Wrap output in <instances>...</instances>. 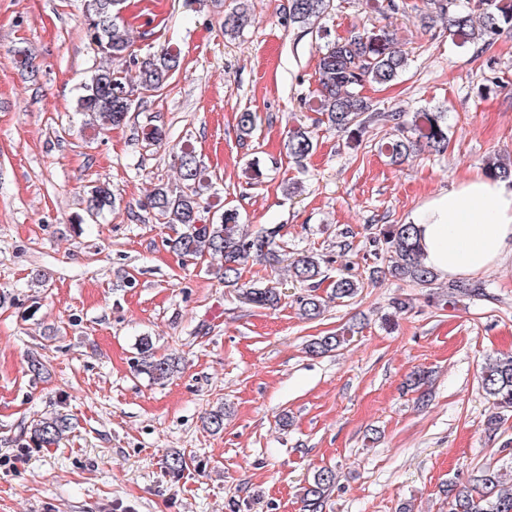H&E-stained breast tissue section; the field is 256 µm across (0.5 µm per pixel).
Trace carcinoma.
Masks as SVG:
<instances>
[{"mask_svg": "<svg viewBox=\"0 0 512 512\" xmlns=\"http://www.w3.org/2000/svg\"><path fill=\"white\" fill-rule=\"evenodd\" d=\"M86 34L105 59L85 80L77 100V111L90 124L101 129L119 126L129 119L134 103L164 89L180 70V52L166 48L159 54L142 60L133 54L130 37L123 26L124 0H85ZM437 17L448 19V33L463 43L474 40L490 42L494 36L512 29V5L501 0H480V13L465 5L463 0H430ZM335 9L334 0H288L284 19L288 25L315 30L322 37L324 29L316 22ZM250 21L248 5L240 4L224 15V35L235 37ZM408 54L387 36H373L354 32L349 37L327 44L317 63V106L319 122L336 129L362 126L371 119V103L363 95L368 84L386 85L395 81L408 66ZM137 67L135 78L127 77L130 66ZM397 131L396 138L386 143L385 149L392 162L408 159L424 145L440 152L448 144L447 110L436 107L414 113L394 111L387 114ZM237 129L242 142L252 138L260 124L255 112L237 114ZM288 157L302 164L316 149V142L304 127L291 132L285 142ZM177 178L161 182L141 203L152 213L158 224L179 227L176 236L169 239L170 249L183 261L192 264L210 256L219 257L224 264L219 268L224 287L236 289L247 302L264 308H274L281 302L282 292L267 284L242 281L243 267L250 261L264 262L274 267L281 262L283 238L281 227L262 225L246 230L240 224L235 208L213 212L205 219L202 214L210 209L203 199V191L212 184V175L202 164L196 150L189 144L181 145L176 153ZM121 207V202L106 184L96 185L87 193L86 213L97 219ZM378 242L389 254L388 264L381 273L400 280H408L428 288L437 280V274L422 261L418 230L413 224H390L380 233ZM323 256L314 252L296 258L289 265L291 277L309 288L319 287ZM362 282L351 276L340 275L331 284L329 299L347 302L355 298ZM452 293L469 299L486 296L485 288L477 282L451 286ZM325 300L309 294L300 302L301 315L307 319L318 317ZM349 341L347 334L332 333L320 336L308 345L310 353L319 355L336 350ZM138 357L134 367L140 374L153 380H168L178 372L179 362L173 357H158L151 340L144 336L137 345ZM425 372L415 371L409 386L419 392L420 404L428 402L429 393L423 389ZM481 386L492 401V412L485 421V430L496 432L512 416V355H501L490 360L482 369ZM70 418L56 414L36 420L26 440L27 447L41 448L59 443L71 432ZM336 482V473L329 468L317 470L304 490L303 502L307 512H320L324 500ZM448 512H512V491L502 488V473L488 466L474 476V483L463 485L453 479L443 489Z\"/></svg>", "mask_w": 512, "mask_h": 512, "instance_id": "cac0c4a2", "label": "carcinoma"}]
</instances>
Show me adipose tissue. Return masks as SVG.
Masks as SVG:
<instances>
[{"label": "adipose tissue", "mask_w": 512, "mask_h": 512, "mask_svg": "<svg viewBox=\"0 0 512 512\" xmlns=\"http://www.w3.org/2000/svg\"><path fill=\"white\" fill-rule=\"evenodd\" d=\"M425 264L465 280L512 256V186L473 174L425 202L413 215Z\"/></svg>", "instance_id": "1"}]
</instances>
